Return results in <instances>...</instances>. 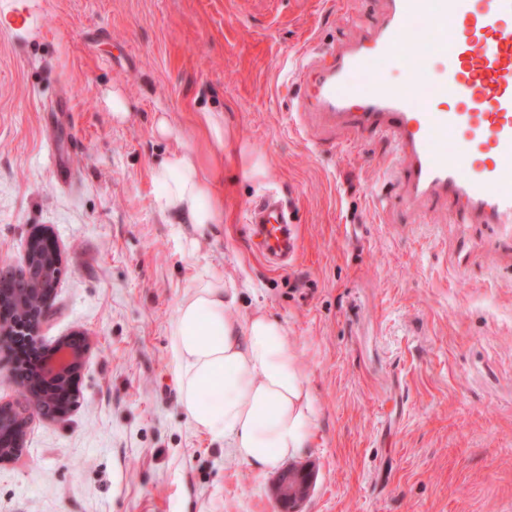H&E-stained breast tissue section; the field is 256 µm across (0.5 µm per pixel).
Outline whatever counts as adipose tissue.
Instances as JSON below:
<instances>
[{
  "label": "adipose tissue",
  "mask_w": 512,
  "mask_h": 512,
  "mask_svg": "<svg viewBox=\"0 0 512 512\" xmlns=\"http://www.w3.org/2000/svg\"><path fill=\"white\" fill-rule=\"evenodd\" d=\"M154 131L170 141L150 172L154 205L189 225L192 251L224 221V198L202 157L179 142V127L156 113ZM236 298L209 272L179 302L170 329L181 404L194 428L223 440L255 470L278 468L310 448L318 412L287 329L265 313L231 316Z\"/></svg>",
  "instance_id": "adipose-tissue-1"
}]
</instances>
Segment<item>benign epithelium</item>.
<instances>
[{
	"label": "benign epithelium",
	"mask_w": 512,
	"mask_h": 512,
	"mask_svg": "<svg viewBox=\"0 0 512 512\" xmlns=\"http://www.w3.org/2000/svg\"><path fill=\"white\" fill-rule=\"evenodd\" d=\"M61 269V260L49 238L41 233L30 237L22 266L17 269L0 270V297L11 293L3 287L4 279L17 284L23 299L39 295L38 308L18 319L9 326H0V335L5 337L26 336V339L41 344L39 328L48 313ZM49 357L42 377L45 385L59 384L65 392H74V383L86 354V346L68 338H60L48 349ZM18 386L26 394L23 403L5 402L0 404V462H9L18 455L23 439L34 414L43 417L58 416V400L34 394L22 381ZM313 473L305 468L290 467L282 472L276 484V495L280 504L288 505L294 512L300 502L310 493Z\"/></svg>",
	"instance_id": "obj_1"
}]
</instances>
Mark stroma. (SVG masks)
<instances>
[{
    "label": "stroma",
    "mask_w": 512,
    "mask_h": 512,
    "mask_svg": "<svg viewBox=\"0 0 512 512\" xmlns=\"http://www.w3.org/2000/svg\"><path fill=\"white\" fill-rule=\"evenodd\" d=\"M37 35L0 28V265L46 232L62 273L43 345L81 334L74 407L34 418L0 464V512H283L278 472L199 433L179 401L170 328L196 275L230 308L288 330L319 412L295 459L301 512H512V224L410 209L391 143L295 115L287 75L361 38L385 0H41ZM123 87L114 124L102 92ZM72 111L53 106L62 92ZM207 145L224 115V222L195 252L154 206L169 148ZM294 213L298 253L270 268L245 213L268 192ZM199 123L213 142L215 159L224 154V115L220 112H201Z\"/></svg>",
    "instance_id": "35a3bbf8"
}]
</instances>
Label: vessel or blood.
I'll return each instance as SVG.
<instances>
[{"label":"vessel or blood","instance_id":"vessel-or-blood-1","mask_svg":"<svg viewBox=\"0 0 512 512\" xmlns=\"http://www.w3.org/2000/svg\"><path fill=\"white\" fill-rule=\"evenodd\" d=\"M420 19L438 79L423 78L410 49ZM394 58L403 64L398 85L376 75ZM295 78L297 109L393 141L408 203L441 197L466 223H512V0H388L369 36L310 58ZM248 214L261 255L287 265L298 250L288 205L269 196Z\"/></svg>","mask_w":512,"mask_h":512}]
</instances>
